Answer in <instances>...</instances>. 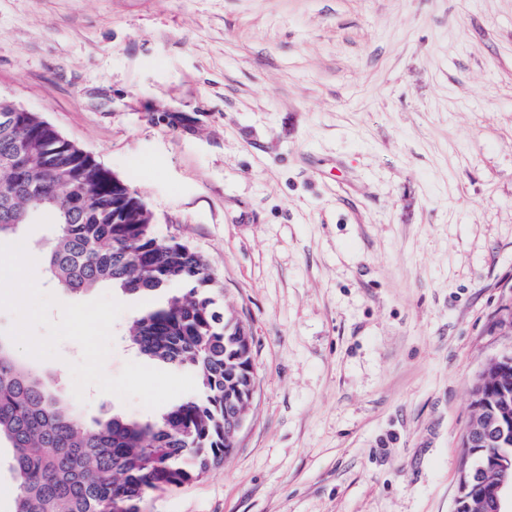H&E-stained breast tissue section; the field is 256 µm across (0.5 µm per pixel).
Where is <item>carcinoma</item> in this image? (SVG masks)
I'll list each match as a JSON object with an SVG mask.
<instances>
[{
  "label": "carcinoma",
  "mask_w": 512,
  "mask_h": 512,
  "mask_svg": "<svg viewBox=\"0 0 512 512\" xmlns=\"http://www.w3.org/2000/svg\"><path fill=\"white\" fill-rule=\"evenodd\" d=\"M50 211L57 235L48 280L73 294L109 287L150 302L131 317L129 346L194 378L196 394L155 419L119 413L91 424L0 345V442L12 449V512H142L161 489L224 461V391L236 374L215 273L182 242L155 234L142 201L34 112H0V237ZM120 213V223L112 213ZM487 387L512 389V368ZM473 416L498 413L473 391Z\"/></svg>",
  "instance_id": "obj_1"
}]
</instances>
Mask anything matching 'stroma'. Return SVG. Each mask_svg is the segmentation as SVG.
<instances>
[{
	"label": "stroma",
	"mask_w": 512,
	"mask_h": 512,
	"mask_svg": "<svg viewBox=\"0 0 512 512\" xmlns=\"http://www.w3.org/2000/svg\"><path fill=\"white\" fill-rule=\"evenodd\" d=\"M122 180L252 334L237 446L143 512H454L512 352V0H0V98ZM55 232L21 238L41 288ZM85 421L153 410L73 393Z\"/></svg>",
	"instance_id": "stroma-1"
}]
</instances>
